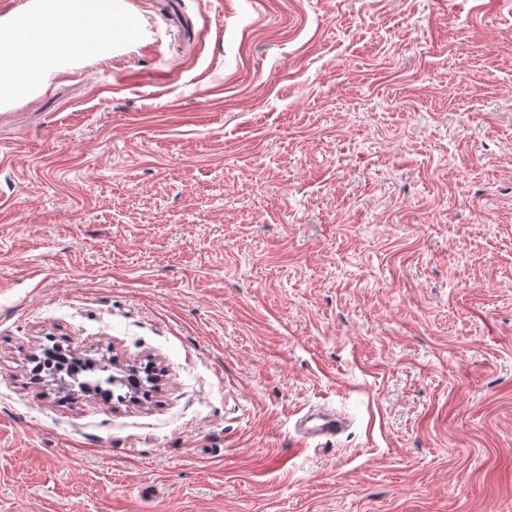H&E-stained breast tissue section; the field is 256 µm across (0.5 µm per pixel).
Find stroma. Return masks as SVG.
<instances>
[{"mask_svg":"<svg viewBox=\"0 0 512 512\" xmlns=\"http://www.w3.org/2000/svg\"><path fill=\"white\" fill-rule=\"evenodd\" d=\"M182 5L0 104V512H512V13ZM57 346L45 348L39 355H34L32 362L41 358L39 366L35 363L33 367L32 377L37 380H43L45 377H55L64 375L69 378L77 387V391L81 394H90L95 392H109L114 394L115 391H123L126 389L125 396L130 390V378L112 371V362H103V359L97 360L93 358H77L74 356L68 359L58 353ZM44 356V357H43ZM42 365V368H41Z\"/></svg>","mask_w":512,"mask_h":512,"instance_id":"1","label":"stroma"}]
</instances>
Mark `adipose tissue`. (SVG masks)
<instances>
[{
  "mask_svg": "<svg viewBox=\"0 0 512 512\" xmlns=\"http://www.w3.org/2000/svg\"><path fill=\"white\" fill-rule=\"evenodd\" d=\"M76 10L61 15L33 13L13 23L0 26L16 48L0 53V103L30 91L36 71L53 68L58 57L72 54L82 31V17L98 9V0H77ZM38 31L46 48L40 57H33L28 48L31 31Z\"/></svg>",
  "mask_w": 512,
  "mask_h": 512,
  "instance_id": "obj_1",
  "label": "adipose tissue"
}]
</instances>
